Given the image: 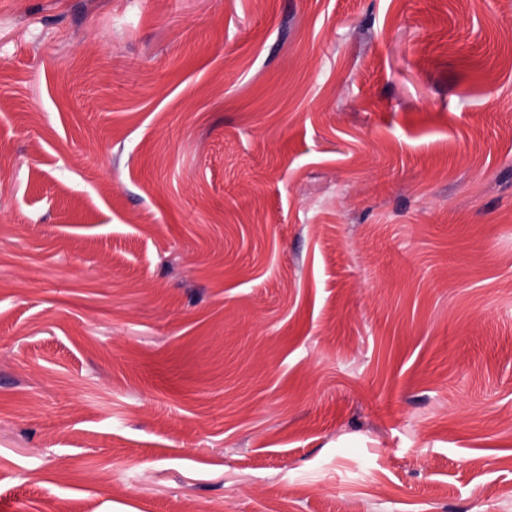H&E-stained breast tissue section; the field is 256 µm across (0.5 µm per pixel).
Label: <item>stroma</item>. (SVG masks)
Instances as JSON below:
<instances>
[{"instance_id": "obj_1", "label": "stroma", "mask_w": 512, "mask_h": 512, "mask_svg": "<svg viewBox=\"0 0 512 512\" xmlns=\"http://www.w3.org/2000/svg\"><path fill=\"white\" fill-rule=\"evenodd\" d=\"M0 512H512V0H0Z\"/></svg>"}]
</instances>
